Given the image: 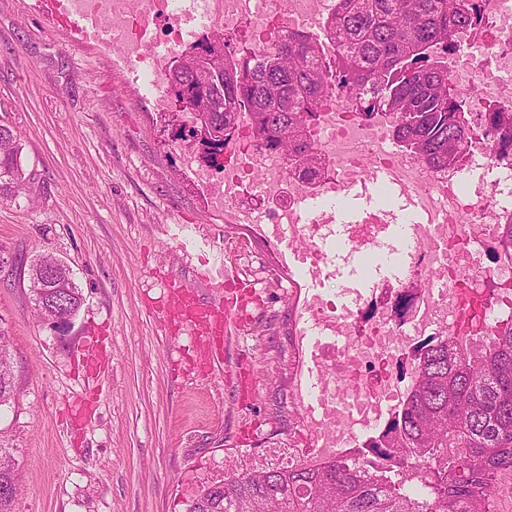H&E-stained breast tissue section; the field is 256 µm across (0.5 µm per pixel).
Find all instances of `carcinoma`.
Returning a JSON list of instances; mask_svg holds the SVG:
<instances>
[{
  "label": "carcinoma",
  "instance_id": "1",
  "mask_svg": "<svg viewBox=\"0 0 512 512\" xmlns=\"http://www.w3.org/2000/svg\"><path fill=\"white\" fill-rule=\"evenodd\" d=\"M323 36L292 31L258 64L227 49L224 35H203L168 65L169 92L194 112L193 138L218 155L224 130L247 112L256 138L310 172L321 166L309 127L320 99L338 91L359 98L365 116L386 108L396 140L433 170L446 171L467 134V92L448 77V44L480 22L476 0H334ZM336 62L321 60L326 44ZM503 155L512 154V112H490ZM19 143L0 125V195H26ZM493 258L512 260V216L498 225ZM49 288L33 289L43 318L79 312L83 293L67 264ZM406 400L361 453L302 456L286 469L230 472L224 501L204 489L188 512H497L495 489L512 473V320L473 336H430L416 347ZM17 386L0 366V407ZM14 463L0 464V512H15Z\"/></svg>",
  "mask_w": 512,
  "mask_h": 512
}]
</instances>
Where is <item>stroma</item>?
<instances>
[{
  "label": "stroma",
  "mask_w": 512,
  "mask_h": 512,
  "mask_svg": "<svg viewBox=\"0 0 512 512\" xmlns=\"http://www.w3.org/2000/svg\"><path fill=\"white\" fill-rule=\"evenodd\" d=\"M47 2L0 0V125L30 181L28 198L0 202V251L16 260L0 272L15 512H186L207 483L287 467L308 445L294 389L299 263L226 223L137 70L83 38L78 17L49 22ZM206 242L250 266L263 298L233 347L246 393L235 371L207 373L191 328L159 316L181 286L212 299L199 281ZM47 251L84 296L66 333L40 321L26 286Z\"/></svg>",
  "instance_id": "1"
}]
</instances>
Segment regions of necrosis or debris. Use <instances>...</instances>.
I'll use <instances>...</instances> for the list:
<instances>
[{"label": "necrosis or debris", "instance_id": "obj_1", "mask_svg": "<svg viewBox=\"0 0 512 512\" xmlns=\"http://www.w3.org/2000/svg\"><path fill=\"white\" fill-rule=\"evenodd\" d=\"M60 10L75 15L89 38L107 33L103 46L124 63L143 62L154 94L161 104H175L163 76L167 57L193 41L200 28L186 0H59ZM288 13L256 10L253 0H221L212 22L234 37L247 29L251 39L236 45L237 53L260 62L291 30H322L333 0H290ZM481 23L462 32L460 45L479 43L480 56L459 48L448 53V73L455 83L475 82L479 93L467 104L469 138L458 162L448 171L429 169L406 152L394 138L395 117L379 111L359 114L353 97L328 95L320 101L310 142L323 168L311 175L286 167L277 154L253 134L248 114H239L233 135L225 141L216 163L196 160L195 173L213 204L239 222L262 215L268 224H294L304 193L326 198L346 195L361 180L360 158L373 157L394 166L414 194L438 211L444 228L429 226L419 236V276L398 284L377 286L370 299L345 319L346 349L333 354L328 373L337 398L352 395L353 409L362 415L376 410L375 392L392 395L395 404L407 396L400 387L414 365V339L455 330L470 321L498 322L512 318V263H488L496 243V226L512 213V161L500 158L485 118L491 112H511L505 76L512 75V5L505 0H478ZM165 15L162 32L166 54L145 55L143 44L149 18ZM494 171L492 180L468 182L467 173ZM261 191H254V181ZM446 282L447 292L430 297L428 275ZM411 297L406 313L396 310L399 295Z\"/></svg>", "mask_w": 512, "mask_h": 512}]
</instances>
